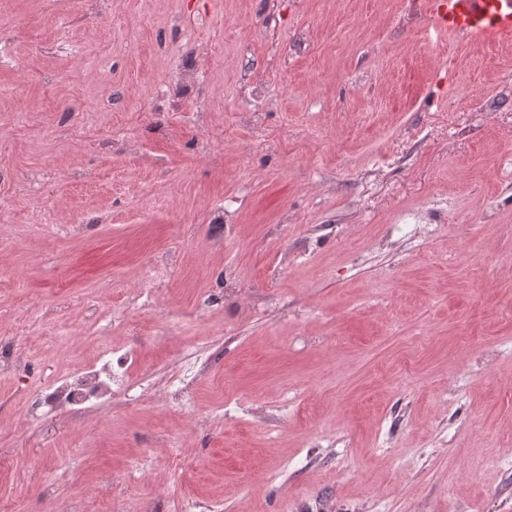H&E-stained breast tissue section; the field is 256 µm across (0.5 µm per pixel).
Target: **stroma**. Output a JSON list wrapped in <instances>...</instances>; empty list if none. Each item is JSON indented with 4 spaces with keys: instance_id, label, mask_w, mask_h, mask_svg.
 Masks as SVG:
<instances>
[{
    "instance_id": "35a3bbf8",
    "label": "stroma",
    "mask_w": 512,
    "mask_h": 512,
    "mask_svg": "<svg viewBox=\"0 0 512 512\" xmlns=\"http://www.w3.org/2000/svg\"><path fill=\"white\" fill-rule=\"evenodd\" d=\"M429 27L0 0V512H512V38ZM106 359L84 365L73 374L41 391L40 398L50 407L73 412H84L107 404L112 400V382L117 376L126 375L132 357L128 354L112 356L106 351Z\"/></svg>"
}]
</instances>
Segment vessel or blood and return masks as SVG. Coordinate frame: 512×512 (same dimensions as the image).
Returning a JSON list of instances; mask_svg holds the SVG:
<instances>
[{
	"instance_id": "1",
	"label": "vessel or blood",
	"mask_w": 512,
	"mask_h": 512,
	"mask_svg": "<svg viewBox=\"0 0 512 512\" xmlns=\"http://www.w3.org/2000/svg\"><path fill=\"white\" fill-rule=\"evenodd\" d=\"M427 4L437 32L483 40L512 36V0H427Z\"/></svg>"
}]
</instances>
